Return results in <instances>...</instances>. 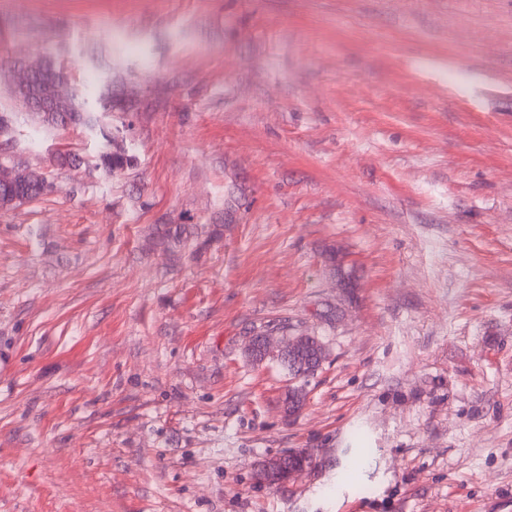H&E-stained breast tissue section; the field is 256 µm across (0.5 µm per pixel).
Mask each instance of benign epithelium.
<instances>
[{
    "label": "benign epithelium",
    "mask_w": 512,
    "mask_h": 512,
    "mask_svg": "<svg viewBox=\"0 0 512 512\" xmlns=\"http://www.w3.org/2000/svg\"><path fill=\"white\" fill-rule=\"evenodd\" d=\"M63 101L55 93V88L47 92L38 91L29 96L28 104L34 109L51 114L58 111ZM249 359L261 363L273 359L291 368L290 374L297 380H307L315 375L326 358L324 345L314 336H280L271 332H260L249 340L247 347ZM304 387L299 386L288 391L286 412L292 416L304 405ZM312 464L310 455L302 452H290L265 459L257 474L259 482L268 486H279L305 472Z\"/></svg>",
    "instance_id": "benign-epithelium-1"
}]
</instances>
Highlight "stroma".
Instances as JSON below:
<instances>
[{
	"label": "stroma",
	"instance_id": "obj_1",
	"mask_svg": "<svg viewBox=\"0 0 512 512\" xmlns=\"http://www.w3.org/2000/svg\"><path fill=\"white\" fill-rule=\"evenodd\" d=\"M1 112L0 512H512V0H0ZM55 87L56 86H51L48 92L38 91L30 95L27 103L34 109L40 111V113L50 115L51 113L57 112L64 98L59 97L55 93ZM97 151L94 156L95 164L105 172L112 173V171L122 170L133 161L132 156L125 153L114 152L110 148V142L114 135L112 130H106L104 127L99 126L96 134ZM24 184L28 189L25 196V199L28 201L40 196L46 191L35 171H31L30 174L24 178ZM24 184L20 181L9 184L5 200L4 202L1 201L2 205L7 206L18 201L22 197ZM247 355L252 362L261 363L267 359L293 369L302 363L308 371L301 370L289 373L297 380H307L317 373L326 358L324 345L315 337L299 336H273L272 332H260L249 340ZM288 371V368L283 367ZM312 464L310 455L302 452H290L265 459L256 478L268 486H279L305 472Z\"/></svg>",
	"mask_w": 512,
	"mask_h": 512
}]
</instances>
